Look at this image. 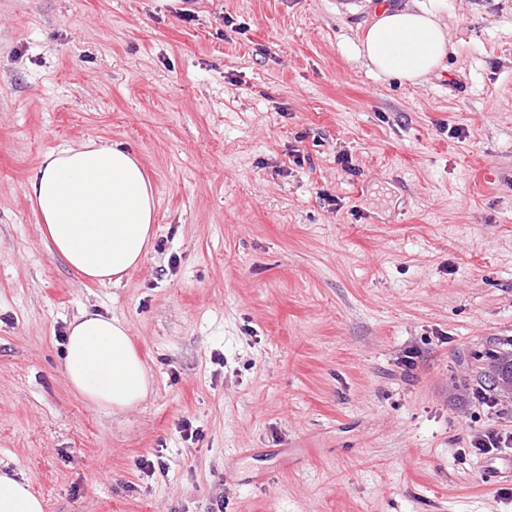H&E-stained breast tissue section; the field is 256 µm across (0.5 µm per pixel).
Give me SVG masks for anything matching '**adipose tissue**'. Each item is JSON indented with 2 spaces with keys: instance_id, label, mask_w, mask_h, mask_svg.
Wrapping results in <instances>:
<instances>
[{
  "instance_id": "adipose-tissue-1",
  "label": "adipose tissue",
  "mask_w": 512,
  "mask_h": 512,
  "mask_svg": "<svg viewBox=\"0 0 512 512\" xmlns=\"http://www.w3.org/2000/svg\"><path fill=\"white\" fill-rule=\"evenodd\" d=\"M448 47L434 8L382 0L359 53L373 72L415 83L441 65ZM25 192L51 252L82 277L117 283L145 256L156 200L131 150L92 139L60 148L45 156ZM64 369L69 386L99 409L133 408L151 386L126 325L97 312L70 322ZM0 512H44V505L25 481L0 472Z\"/></svg>"
}]
</instances>
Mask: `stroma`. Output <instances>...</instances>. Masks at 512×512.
Segmentation results:
<instances>
[{
    "label": "stroma",
    "mask_w": 512,
    "mask_h": 512,
    "mask_svg": "<svg viewBox=\"0 0 512 512\" xmlns=\"http://www.w3.org/2000/svg\"><path fill=\"white\" fill-rule=\"evenodd\" d=\"M439 10L411 84L357 57L368 0H0V471L45 512H512V447H473L512 434L473 395L512 353V0ZM88 139L157 198L117 285L25 193ZM85 311L127 325L140 405L69 387Z\"/></svg>",
    "instance_id": "stroma-1"
}]
</instances>
